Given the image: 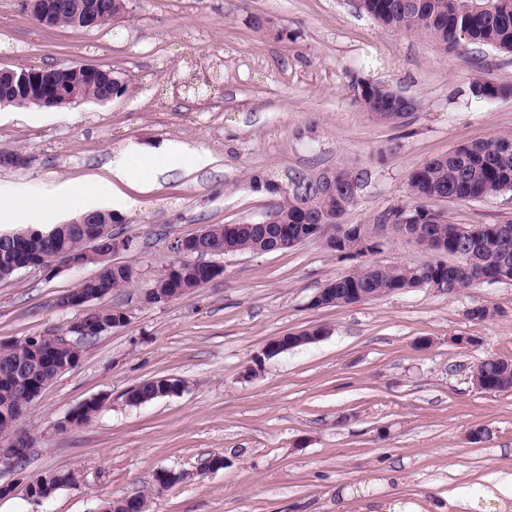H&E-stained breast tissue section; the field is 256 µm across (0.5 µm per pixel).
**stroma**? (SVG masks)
I'll use <instances>...</instances> for the list:
<instances>
[{
	"mask_svg": "<svg viewBox=\"0 0 512 512\" xmlns=\"http://www.w3.org/2000/svg\"><path fill=\"white\" fill-rule=\"evenodd\" d=\"M85 64L114 71L126 91L106 103L56 109L0 107V149L22 168L0 181L48 187L107 177L126 149L145 156L177 140L207 152L192 172L120 185L127 199L112 231L133 241L115 261L132 287L84 310L60 296L93 276L27 268L0 282V342L66 332L82 311L122 309L124 326L87 341L24 417L35 439L18 469L0 470V512H99L104 500L144 495L148 512H504L512 508V392L471 381L488 357L512 358V284L456 295L414 288L321 308L311 299L351 272L312 239L291 249L212 256L221 274L194 293L147 304L141 292L173 260L174 239L212 224H253L275 198L259 173L287 184L294 172L352 166L368 180L345 214L376 228L407 204L423 162L491 136L512 137V95L478 99L481 75L512 86V53L467 43L444 50L428 36L382 29L353 0H131L99 29L41 26L19 0H0V69ZM359 81H382L416 99L408 118L380 122L355 101ZM455 224L512 221V192L479 201L426 200ZM366 260L420 264L434 251L392 231ZM493 317L469 319L476 306ZM321 327L324 337L271 358L270 340ZM459 336L473 337L468 346ZM169 376L180 394L132 407L131 386ZM103 399L85 425L59 429L79 404ZM485 430L481 441L469 433ZM223 457L220 469L208 468ZM73 471L77 487L28 499L25 484ZM182 474L157 491L156 476Z\"/></svg>",
	"mask_w": 512,
	"mask_h": 512,
	"instance_id": "35a3bbf8",
	"label": "stroma"
}]
</instances>
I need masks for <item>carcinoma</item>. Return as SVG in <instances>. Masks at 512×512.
I'll use <instances>...</instances> for the list:
<instances>
[{
    "mask_svg": "<svg viewBox=\"0 0 512 512\" xmlns=\"http://www.w3.org/2000/svg\"><path fill=\"white\" fill-rule=\"evenodd\" d=\"M357 8L371 15L378 23L391 30L425 34L441 47L456 48L463 42L490 46L499 51L512 52V0H497L490 11H474L463 0H357ZM115 73H99L90 81L81 83L70 76L63 79L74 83L76 99L86 95L105 97L112 92ZM470 90L474 97L492 99L507 89L477 77ZM390 87L382 82L364 81L357 84V100L363 111L372 117L380 112H405L407 108L390 103ZM333 175L338 186L334 194L319 190L327 175ZM365 184L364 173L350 167L325 168L316 174L296 173L287 189L274 192L278 200L271 208L273 220L263 225L266 235L277 237L283 226H292L298 234L305 233L308 224L338 225L353 206ZM411 203L398 206L390 213L410 218L419 225L422 240L430 247L445 249L461 261L442 266L431 260L419 266L361 264L351 273L331 280L336 299H345L353 288L374 292L382 296L404 288H417L434 281L446 285L447 295H456L486 282L504 276L512 282V221L504 224H483L466 228L452 224L441 212L427 220L422 213L428 208L420 204L425 199L446 201H475L512 191V138L489 137L464 144L445 156L430 159L414 169L408 176ZM388 213V214H390ZM388 214L378 218L385 224ZM101 230V224H58L56 236L42 241L43 229L22 226L27 236L0 239V281L12 278L14 269L22 258L38 259L45 250L63 247L70 253L82 249L83 238L91 229ZM212 246L225 248L230 253L252 252L260 246L257 233L243 229L236 236L226 234L224 225H213ZM207 272L202 269H185L177 275L179 284L189 295L197 289L198 282ZM134 282V272L129 268L107 267L95 279L81 281L72 294L80 295L99 290L112 291L127 288ZM54 357V362H38L31 356L30 346ZM63 356L55 348L54 336H39L35 340L0 345V375L11 372L20 379L33 383L53 382L63 373ZM480 389L484 392H512V359L487 358L473 369ZM131 397L151 402L161 398L160 389L149 380L131 387ZM24 386L0 382V434L10 433L9 425L20 422L19 416L26 408ZM71 477V472H52L36 477L41 490L58 487Z\"/></svg>",
    "mask_w": 512,
    "mask_h": 512,
    "instance_id": "cac0c4a2",
    "label": "carcinoma"
}]
</instances>
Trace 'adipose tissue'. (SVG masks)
Here are the masks:
<instances>
[{
    "mask_svg": "<svg viewBox=\"0 0 512 512\" xmlns=\"http://www.w3.org/2000/svg\"><path fill=\"white\" fill-rule=\"evenodd\" d=\"M110 173L106 179H89L80 183L62 182L44 190V197L55 207L64 212L85 214L97 209L98 204L107 198L112 181L130 183L136 180L138 169L130 156L123 155L111 161Z\"/></svg>",
    "mask_w": 512,
    "mask_h": 512,
    "instance_id": "1",
    "label": "adipose tissue"
}]
</instances>
